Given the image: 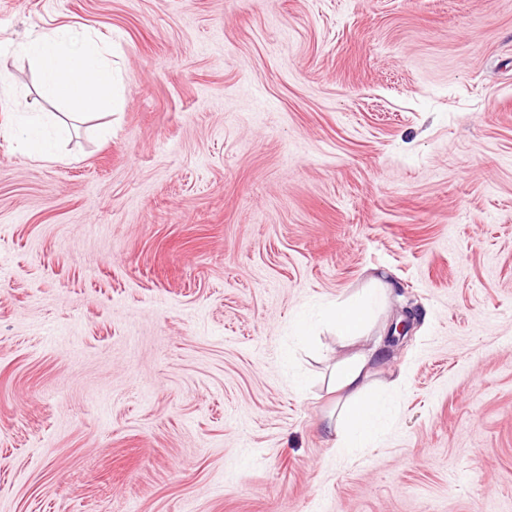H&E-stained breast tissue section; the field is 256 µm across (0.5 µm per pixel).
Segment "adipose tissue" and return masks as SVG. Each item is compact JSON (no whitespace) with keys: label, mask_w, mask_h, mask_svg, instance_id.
Wrapping results in <instances>:
<instances>
[{"label":"adipose tissue","mask_w":512,"mask_h":512,"mask_svg":"<svg viewBox=\"0 0 512 512\" xmlns=\"http://www.w3.org/2000/svg\"><path fill=\"white\" fill-rule=\"evenodd\" d=\"M21 52L35 70L38 93L46 101L64 105L82 117L111 109L110 49L93 35L75 36L67 26L42 29L29 37ZM66 131L53 117L30 116L21 131L20 149L34 160H56L57 143ZM385 294V289L372 288L363 297L334 303L326 309L324 319L337 336L357 339L363 336L371 310ZM378 358V351L372 348L337 361L330 371L328 387L337 394V411L327 431L337 450L366 447L389 412L388 402L372 378Z\"/></svg>","instance_id":"ef3b65f1"}]
</instances>
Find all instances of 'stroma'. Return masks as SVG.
<instances>
[{
  "label": "stroma",
  "instance_id": "obj_1",
  "mask_svg": "<svg viewBox=\"0 0 512 512\" xmlns=\"http://www.w3.org/2000/svg\"><path fill=\"white\" fill-rule=\"evenodd\" d=\"M55 26L119 99L48 163ZM0 74V512H512V0H0ZM356 347L401 384L340 455ZM67 127L54 121L48 115H32L25 121L21 131L20 149L33 160L57 161V142L67 132ZM386 288H370L361 298L336 301L330 305L324 320L336 329L337 336L345 340H355L364 335L370 311L385 298Z\"/></svg>",
  "mask_w": 512,
  "mask_h": 512
}]
</instances>
